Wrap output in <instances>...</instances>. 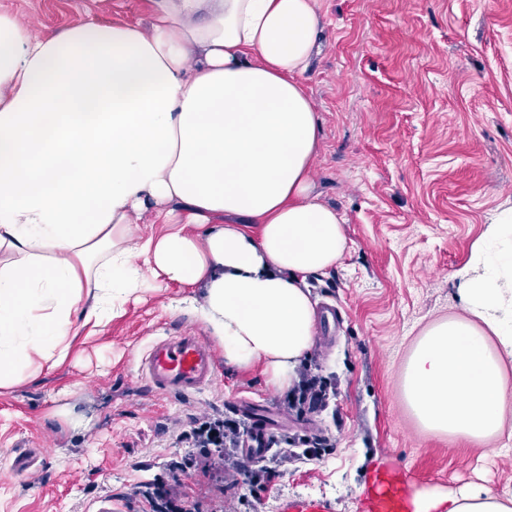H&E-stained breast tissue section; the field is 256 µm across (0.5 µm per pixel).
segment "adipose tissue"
<instances>
[{"instance_id":"obj_1","label":"adipose tissue","mask_w":512,"mask_h":512,"mask_svg":"<svg viewBox=\"0 0 512 512\" xmlns=\"http://www.w3.org/2000/svg\"><path fill=\"white\" fill-rule=\"evenodd\" d=\"M150 24L51 36L0 12V389L67 359L74 324L174 284L236 369L285 391L314 345L309 275L349 249L312 193L303 75L314 0H148ZM150 214L160 233L134 235ZM464 316L415 344L403 397L425 433L483 443L512 411V211L458 274ZM414 512H512V489L434 488Z\"/></svg>"}]
</instances>
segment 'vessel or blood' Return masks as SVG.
I'll use <instances>...</instances> for the list:
<instances>
[{
	"label": "vessel or blood",
	"instance_id": "vessel-or-blood-1",
	"mask_svg": "<svg viewBox=\"0 0 512 512\" xmlns=\"http://www.w3.org/2000/svg\"><path fill=\"white\" fill-rule=\"evenodd\" d=\"M139 371L154 391L188 397L215 385L216 355L197 331L185 330L155 339L142 354ZM410 495L406 475L378 473L363 492L365 512H412Z\"/></svg>",
	"mask_w": 512,
	"mask_h": 512
}]
</instances>
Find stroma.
I'll list each match as a JSON object with an SVG mask.
<instances>
[{"label":"stroma","instance_id":"stroma-1","mask_svg":"<svg viewBox=\"0 0 512 512\" xmlns=\"http://www.w3.org/2000/svg\"><path fill=\"white\" fill-rule=\"evenodd\" d=\"M91 0H0L44 36L79 24ZM320 49L304 81L321 120L313 193L344 218L351 250L310 275L318 305L340 312L316 338L312 370L326 408L286 410L260 370L219 365L191 398L151 392L138 356L188 328L170 287L127 303L38 382L0 392V512H87L109 496L138 505L136 486L178 453L190 415L267 411L276 440L324 432L329 449L271 481L229 487L228 512H280L287 500L363 512L374 472H405L417 490L512 483V413L491 445L423 434L402 396L421 331L461 314L456 273L496 214L512 207V0H315Z\"/></svg>","mask_w":512,"mask_h":512}]
</instances>
